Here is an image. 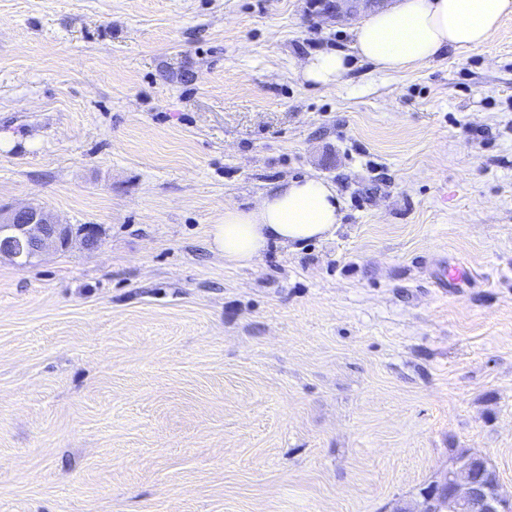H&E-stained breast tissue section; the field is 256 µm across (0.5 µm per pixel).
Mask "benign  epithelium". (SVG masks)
<instances>
[{
	"mask_svg": "<svg viewBox=\"0 0 512 512\" xmlns=\"http://www.w3.org/2000/svg\"><path fill=\"white\" fill-rule=\"evenodd\" d=\"M388 0H309L313 12L324 20L349 22L361 12L382 8ZM66 243L63 223L45 209L24 205L0 209V257L26 254L33 260ZM484 512H512V499L502 496L497 479L487 475L484 458L463 455L447 474L422 492L417 512H470L475 504Z\"/></svg>",
	"mask_w": 512,
	"mask_h": 512,
	"instance_id": "7a95c632",
	"label": "benign epithelium"
}]
</instances>
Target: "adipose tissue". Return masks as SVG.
Instances as JSON below:
<instances>
[{
    "label": "adipose tissue",
    "instance_id": "1",
    "mask_svg": "<svg viewBox=\"0 0 512 512\" xmlns=\"http://www.w3.org/2000/svg\"><path fill=\"white\" fill-rule=\"evenodd\" d=\"M510 16L512 0H391L356 27L352 53H313L299 72L312 84L334 88L343 82L352 54L378 71L405 72L448 51L487 44ZM341 207L332 183L314 176L289 179L252 206H225L223 218L207 229L209 246L226 265L244 267L270 244L289 248L333 237Z\"/></svg>",
    "mask_w": 512,
    "mask_h": 512
}]
</instances>
